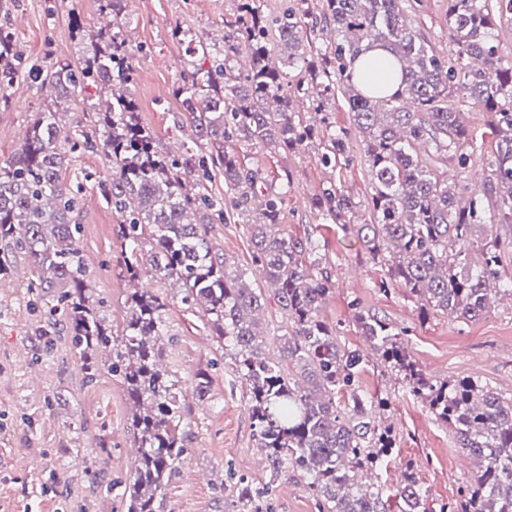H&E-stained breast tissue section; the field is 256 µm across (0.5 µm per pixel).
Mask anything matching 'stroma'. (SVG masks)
<instances>
[{
	"instance_id": "35a3bbf8",
	"label": "stroma",
	"mask_w": 512,
	"mask_h": 512,
	"mask_svg": "<svg viewBox=\"0 0 512 512\" xmlns=\"http://www.w3.org/2000/svg\"><path fill=\"white\" fill-rule=\"evenodd\" d=\"M239 0H125L128 39L134 49L135 80L129 87L138 104V119L162 151L199 152L201 144L173 90L190 55L171 35L189 29L195 40L220 44L224 24L238 12ZM448 0H421V28L443 54L454 50L448 38ZM102 25L97 0H0V26L9 28L26 63L0 91V162L10 158L23 133L44 104L49 90L39 88L34 67L56 58L77 59L90 47ZM334 127L351 130L349 165L329 167L320 161V141L292 152L271 151L233 138L226 150L260 169L262 191L283 198L282 230L312 239L321 267L334 287L322 307V318L337 329L343 348L365 351L368 364L362 388L388 397L382 418L390 426L397 451L381 476L396 488L406 466H413L427 491L426 508L438 512L456 499L469 480L453 431L436 421L408 388L380 366L355 322L357 312L385 319L408 333V347L420 368L433 379L471 377L506 396L512 395V299L497 301L475 321L462 322L440 313L421 315L418 303L376 287L383 271L374 264L356 234L324 223L312 207L328 183L341 186L356 204L355 223L369 218L371 175L347 98L337 94L329 106ZM109 170L99 154L72 155L66 171L82 187L78 248L89 283L107 303L113 328H120L130 284L127 257L117 236L120 216L99 189ZM245 214L231 215L210 227L220 254L251 280H258L249 256ZM38 273L23 253H15L10 277L0 280V512H126L121 493L135 468L129 404L119 380L100 372L86 382L66 332L49 320L51 298L31 292ZM167 302L164 365L178 380L188 411L181 431L188 452L166 488L164 512H232L241 482L264 486L269 470L255 445L246 390L230 358L224 357L201 311L188 309L176 288H157ZM208 370L211 390L204 400L193 394L198 370ZM268 512H318L307 484L285 469L267 498Z\"/></svg>"
}]
</instances>
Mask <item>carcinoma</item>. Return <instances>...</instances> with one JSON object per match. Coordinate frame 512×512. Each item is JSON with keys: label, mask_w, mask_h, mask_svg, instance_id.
Returning a JSON list of instances; mask_svg holds the SVG:
<instances>
[{"label": "carcinoma", "mask_w": 512, "mask_h": 512, "mask_svg": "<svg viewBox=\"0 0 512 512\" xmlns=\"http://www.w3.org/2000/svg\"><path fill=\"white\" fill-rule=\"evenodd\" d=\"M98 2L112 24L91 36L88 52L35 70L40 87L54 91V106L36 113L20 149L0 163V242L23 251L42 271L34 287L51 295V311L65 316L86 381L96 378L103 353L124 386L138 452L124 492L126 512H158V497L187 452L178 433L185 403L163 365L166 304L139 287L152 272L179 285L182 302L209 317L218 346L234 357L270 472L264 487L240 488L252 512H262L264 494L288 467L306 480L320 512H391L393 497L398 512H426V490L412 465L392 494L380 481H365V475L377 478L387 469L395 448L390 428L377 420L388 398L361 390L367 360L340 347L336 329L320 317L332 280L322 269L313 272L307 256L315 246L280 232L282 197L257 198L262 173L224 152V140L236 136L290 150L323 135L321 162L336 166L347 159L351 132L320 131L292 105L310 98L324 109L343 90L372 177L370 222L355 231L384 267L375 287L385 294L401 288L426 311L475 321L496 293L512 296V277L502 269L507 245L494 230L512 224V65L502 64L496 35L502 23L512 22V0H448V37L455 50L447 57L411 19L407 0H321L315 13L286 9L273 26L257 0H239L235 21L224 22L222 48H201L210 65L184 70L175 89L196 135L211 145L206 156L191 153L180 160L157 149L127 92L135 67L118 23L124 0ZM328 25L336 39L312 49V34ZM271 30L281 51L277 62L266 41ZM241 42L251 46L252 63L236 72L227 60ZM374 48L391 55L399 70L389 69L363 88L354 79V63ZM21 61L12 33L0 27V80L11 77ZM284 66L309 79L284 87ZM90 84L104 97L89 105L94 133L70 136L62 115ZM464 101L494 117L480 190L467 197L448 178L450 168L468 172L479 149L460 108ZM89 150L99 152L110 169L101 191L123 218L122 245L130 253L133 291L119 336L87 282L78 249L79 200L64 178L66 153ZM216 171L224 174L233 207L252 214L251 262L274 286L282 314L272 351L260 331L262 288L229 269L209 239V225L225 222L224 201L205 186ZM313 205L325 223L344 227L354 209L332 183ZM356 320L380 365L454 430L458 447L478 465L459 500L439 512H512V396L470 377L434 380L413 359L401 332L361 312Z\"/></svg>", "instance_id": "obj_1"}]
</instances>
